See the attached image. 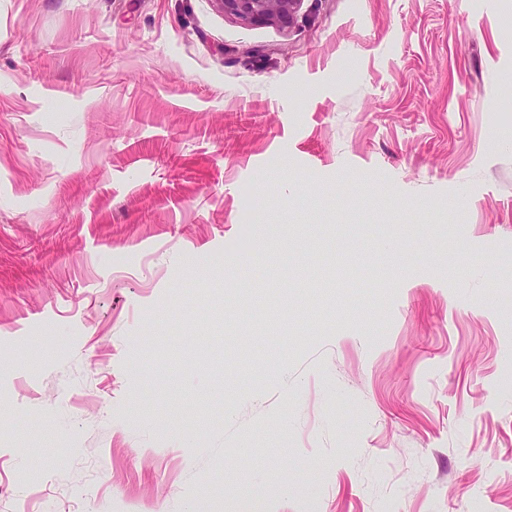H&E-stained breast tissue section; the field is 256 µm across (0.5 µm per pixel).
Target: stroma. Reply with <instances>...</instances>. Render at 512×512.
Listing matches in <instances>:
<instances>
[{
	"mask_svg": "<svg viewBox=\"0 0 512 512\" xmlns=\"http://www.w3.org/2000/svg\"><path fill=\"white\" fill-rule=\"evenodd\" d=\"M506 75L512 0H0V512H512ZM224 13L250 23L276 22L290 27L300 0H216Z\"/></svg>",
	"mask_w": 512,
	"mask_h": 512,
	"instance_id": "35a3bbf8",
	"label": "stroma"
}]
</instances>
